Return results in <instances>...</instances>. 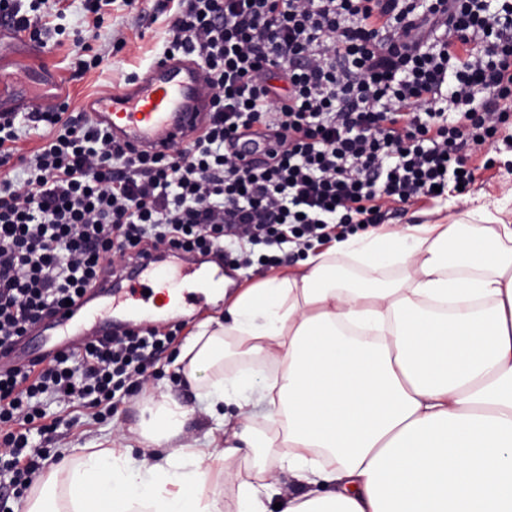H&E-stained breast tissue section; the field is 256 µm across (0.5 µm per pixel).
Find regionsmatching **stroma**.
I'll list each match as a JSON object with an SVG mask.
<instances>
[{
  "label": "stroma",
  "instance_id": "stroma-1",
  "mask_svg": "<svg viewBox=\"0 0 512 512\" xmlns=\"http://www.w3.org/2000/svg\"><path fill=\"white\" fill-rule=\"evenodd\" d=\"M21 5L40 31L41 39L31 41L24 32L1 37L0 74L10 77L14 93L23 94L29 90L28 70L46 69L48 76L39 90L42 103L65 100L70 113L75 114L82 111L86 99L123 86L161 57L177 0H139L133 9L126 7L123 0H111L101 9L104 21L94 36L87 29L84 0H22ZM96 54L104 57L100 66L79 72V62ZM488 152L495 160L494 166L476 170L466 194L451 190L438 198L397 206L388 214L383 230L397 231L409 224H447L473 211L512 209V149L498 141L489 146ZM220 312V307L207 303L191 306L184 317L186 327L177 341L150 367V377L142 391L123 398L117 414L46 401L47 414L60 418L61 424L54 441L41 438L38 446L50 447L53 453L64 457L75 448L94 451L131 443L140 403L150 393H168L177 398L187 410L183 442L204 443L214 423L185 382L175 359L198 324Z\"/></svg>",
  "mask_w": 512,
  "mask_h": 512
}]
</instances>
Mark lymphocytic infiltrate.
Returning a JSON list of instances; mask_svg holds the SVG:
<instances>
[{"label":"lymphocytic infiltrate","instance_id":"obj_1","mask_svg":"<svg viewBox=\"0 0 512 512\" xmlns=\"http://www.w3.org/2000/svg\"><path fill=\"white\" fill-rule=\"evenodd\" d=\"M164 53L201 63L213 104L205 133L170 154L132 152L49 104L35 119L60 134L18 158L17 115L0 114V167L25 173L0 179V345L157 245L239 268L256 246L303 251L383 223L388 205L470 185L467 152L512 124V0H179ZM250 130L263 150L247 162ZM181 329L90 339L0 373V512L51 457L30 441L60 425L40 397L112 410Z\"/></svg>","mask_w":512,"mask_h":512}]
</instances>
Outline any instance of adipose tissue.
Returning a JSON list of instances; mask_svg holds the SVG:
<instances>
[{
  "instance_id": "ef3b65f1",
  "label": "adipose tissue",
  "mask_w": 512,
  "mask_h": 512,
  "mask_svg": "<svg viewBox=\"0 0 512 512\" xmlns=\"http://www.w3.org/2000/svg\"><path fill=\"white\" fill-rule=\"evenodd\" d=\"M228 349L270 374L225 378ZM177 362L218 434L185 451L184 407L145 401L148 455L70 467L71 512H512V212L308 251L230 298Z\"/></svg>"
}]
</instances>
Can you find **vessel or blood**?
<instances>
[{
  "label": "vessel or blood",
  "mask_w": 512,
  "mask_h": 512,
  "mask_svg": "<svg viewBox=\"0 0 512 512\" xmlns=\"http://www.w3.org/2000/svg\"><path fill=\"white\" fill-rule=\"evenodd\" d=\"M85 110L93 123L137 151L167 153L208 128L211 93L201 68L182 55L161 59L127 85L91 98ZM223 286L219 275L198 285L193 267L172 268L164 265L158 253H150L134 261L128 272L97 288L101 304L92 306L83 298L69 310L59 311L46 323L39 347L18 339L7 354H0V371L32 363L44 366L58 351L76 349L87 319H94L100 336L147 327L152 323L148 303L177 311L202 301L205 291Z\"/></svg>",
  "instance_id": "1"
}]
</instances>
